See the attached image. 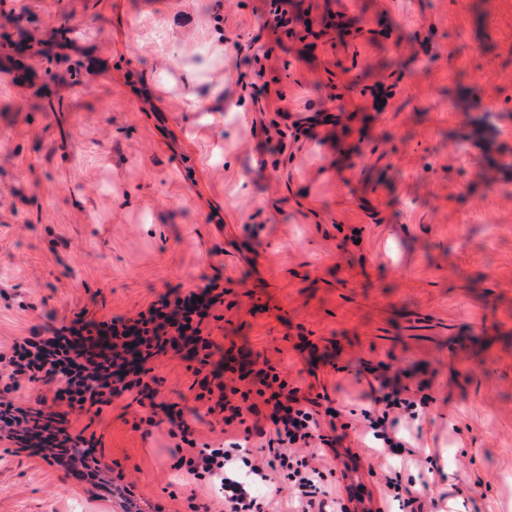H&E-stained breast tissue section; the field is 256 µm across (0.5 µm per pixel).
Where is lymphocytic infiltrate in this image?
<instances>
[{
	"label": "lymphocytic infiltrate",
	"instance_id": "obj_1",
	"mask_svg": "<svg viewBox=\"0 0 512 512\" xmlns=\"http://www.w3.org/2000/svg\"><path fill=\"white\" fill-rule=\"evenodd\" d=\"M215 289L210 282L162 295L132 317L34 327L0 345V441L71 472L105 498L117 499L122 512H135V482L104 479L94 453L100 438L73 432L69 421L83 410L102 415L129 395L144 407L137 422L143 436L166 428L175 469L208 486L223 512H270V499L255 493L267 483L278 493L290 488L293 512H350L318 461L320 446L342 440L322 434L319 417H338V410L311 408L310 398L289 383L288 371L272 364L254 369L228 356L222 369L213 368L217 344L202 336L201 325L219 300ZM168 354L194 361L195 401L218 426L217 437L197 438L183 410L157 402L153 363ZM375 380L366 395L369 406L361 411L362 435L401 465L414 454L413 423L435 398L423 380L413 389L382 374ZM256 437L265 451L261 458L250 449Z\"/></svg>",
	"mask_w": 512,
	"mask_h": 512
}]
</instances>
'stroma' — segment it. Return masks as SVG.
Wrapping results in <instances>:
<instances>
[{"instance_id": "stroma-1", "label": "stroma", "mask_w": 512, "mask_h": 512, "mask_svg": "<svg viewBox=\"0 0 512 512\" xmlns=\"http://www.w3.org/2000/svg\"><path fill=\"white\" fill-rule=\"evenodd\" d=\"M269 9L0 0V339L215 282L216 359L288 368L357 427L360 363L429 381L403 482L432 454L443 512H512V174L489 163L512 152V0H288L277 29ZM215 74L223 110L194 111ZM155 372L194 406L185 362ZM140 413L77 423L143 501L208 503ZM385 465L356 440L333 462L378 508ZM0 512L121 509L0 442Z\"/></svg>"}]
</instances>
